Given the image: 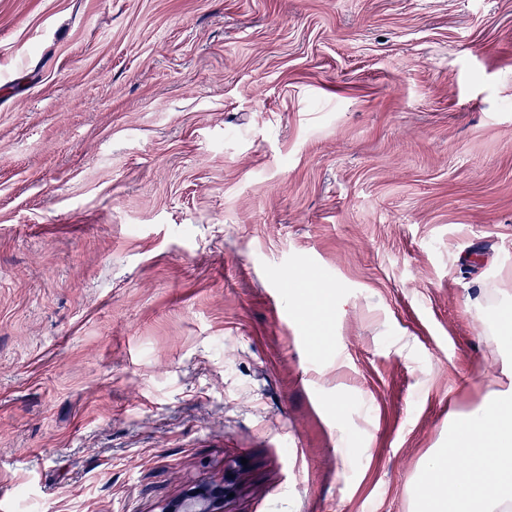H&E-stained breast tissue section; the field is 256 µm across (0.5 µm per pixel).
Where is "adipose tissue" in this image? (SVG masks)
Segmentation results:
<instances>
[{"instance_id": "ef3b65f1", "label": "adipose tissue", "mask_w": 512, "mask_h": 512, "mask_svg": "<svg viewBox=\"0 0 512 512\" xmlns=\"http://www.w3.org/2000/svg\"><path fill=\"white\" fill-rule=\"evenodd\" d=\"M427 467L415 512H512V389L488 386L481 406L452 415Z\"/></svg>"}]
</instances>
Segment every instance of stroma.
<instances>
[{
  "label": "stroma",
  "instance_id": "1",
  "mask_svg": "<svg viewBox=\"0 0 512 512\" xmlns=\"http://www.w3.org/2000/svg\"><path fill=\"white\" fill-rule=\"evenodd\" d=\"M496 307L512 0H0V512H412ZM232 483H206L186 491L162 512H223L224 502L232 491Z\"/></svg>",
  "mask_w": 512,
  "mask_h": 512
}]
</instances>
